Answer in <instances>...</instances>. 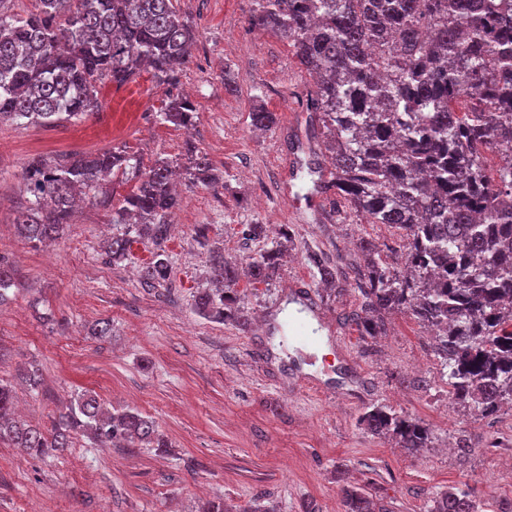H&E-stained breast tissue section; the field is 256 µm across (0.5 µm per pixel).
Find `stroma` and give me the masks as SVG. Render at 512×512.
Listing matches in <instances>:
<instances>
[{
  "mask_svg": "<svg viewBox=\"0 0 512 512\" xmlns=\"http://www.w3.org/2000/svg\"><path fill=\"white\" fill-rule=\"evenodd\" d=\"M198 31L177 91L197 106L191 129L155 119L166 90L149 72L123 87L98 86L102 109L79 122L17 128L0 124V256L16 284L0 306V379L15 386L24 417L51 427L76 394L89 391L107 407L152 417L169 444L100 448L85 437L57 455L34 458L0 443V512H202L220 498L230 512L263 502L271 512H342V487L364 488L386 512H429L449 489L469 492L482 512L512 507V410L471 414L446 398L448 370L428 329L407 313L388 315V333L361 336L345 314L354 290L319 283L308 250L334 262L362 261L360 241L378 244L383 262L402 265L388 228L333 211L335 192L318 193L304 163L324 153L325 134L307 110L315 89L287 41L254 27V0H178ZM275 123L255 131V106ZM222 171L211 189L183 183L167 242L171 276L141 286L152 248L134 243L112 264L102 248L112 211L132 184L110 177L109 208L85 202L50 248L19 237L16 210L26 193L23 169L43 156L62 158L112 149L134 153L142 168L175 160L187 144ZM204 224L226 258L240 261L272 247L247 241L243 229L288 225L284 257L266 284L240 280L237 303L248 328L195 314L196 289L208 286L209 255L194 228ZM308 279L323 307L301 337L295 319L277 314ZM110 321L96 340L90 324ZM38 365L37 388L21 372ZM421 420L429 448L411 454L360 423L370 405Z\"/></svg>",
  "mask_w": 512,
  "mask_h": 512,
  "instance_id": "1",
  "label": "stroma"
}]
</instances>
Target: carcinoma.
I'll return each instance as SVG.
<instances>
[{"label":"carcinoma","mask_w":512,"mask_h":512,"mask_svg":"<svg viewBox=\"0 0 512 512\" xmlns=\"http://www.w3.org/2000/svg\"><path fill=\"white\" fill-rule=\"evenodd\" d=\"M6 2L0 123L50 127L83 119L102 108L97 83L120 88L149 69L169 91L156 118L192 124L194 103L171 94L176 67L196 42L176 0H37L27 15L8 13ZM252 24L285 39L315 79L307 109L325 129L331 167L313 190H336L339 204L386 225L402 243L399 269L373 258L379 247L372 241L361 242L369 256L363 267L340 268L311 252L321 281L358 289L363 302L350 319L364 336L384 332L385 315L398 311L437 329L449 394L472 412L488 416L512 403V0H259ZM181 167L191 183H219L208 155L193 145ZM118 172L136 184L112 213L117 231L107 253L122 262L135 240L147 241L153 257L142 283L162 286L179 202L166 158L145 172L139 159L116 149L54 163L34 158L23 170L29 196L16 231L37 244L60 238L77 200ZM196 235L217 287L197 289L195 311L246 326L231 290L243 277L267 282L281 249L239 264L210 243L206 226ZM14 286V271L0 258V303ZM360 422L409 452L430 442L422 422L386 406H371ZM77 435L164 447L152 418L113 413L88 393L45 431L18 418L12 386L0 380V442L46 457ZM342 505L343 512H375L361 488L343 489ZM431 512H480V505L467 492L448 491Z\"/></svg>","instance_id":"carcinoma-1"}]
</instances>
